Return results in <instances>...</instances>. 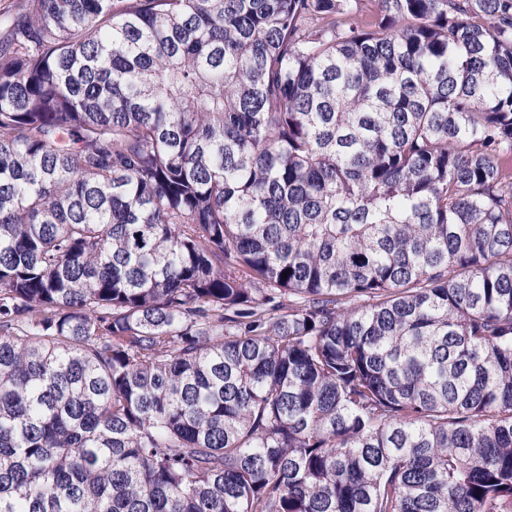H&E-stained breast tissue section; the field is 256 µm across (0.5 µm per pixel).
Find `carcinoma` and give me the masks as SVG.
<instances>
[{
  "instance_id": "cac0c4a2",
  "label": "carcinoma",
  "mask_w": 512,
  "mask_h": 512,
  "mask_svg": "<svg viewBox=\"0 0 512 512\" xmlns=\"http://www.w3.org/2000/svg\"><path fill=\"white\" fill-rule=\"evenodd\" d=\"M0 512H512V0H13Z\"/></svg>"
}]
</instances>
